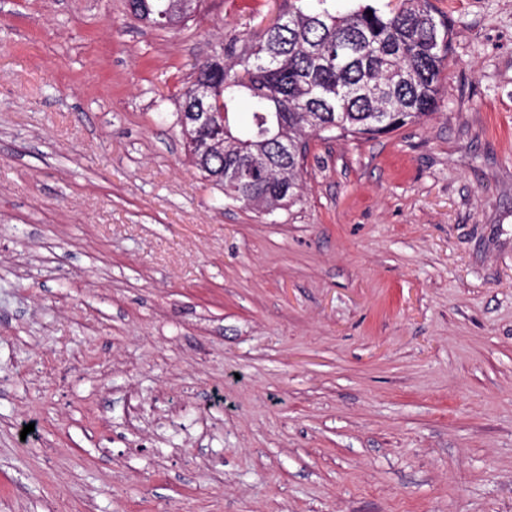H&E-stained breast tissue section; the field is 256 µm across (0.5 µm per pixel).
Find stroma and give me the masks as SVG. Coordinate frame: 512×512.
Here are the masks:
<instances>
[{"label": "stroma", "instance_id": "35a3bbf8", "mask_svg": "<svg viewBox=\"0 0 512 512\" xmlns=\"http://www.w3.org/2000/svg\"><path fill=\"white\" fill-rule=\"evenodd\" d=\"M429 3L434 113L265 216L171 114L289 0H0V512H512V0ZM169 0H128L131 13L139 20L160 28H177L188 18L177 12H168Z\"/></svg>", "mask_w": 512, "mask_h": 512}]
</instances>
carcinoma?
Segmentation results:
<instances>
[{
  "label": "carcinoma",
  "instance_id": "obj_1",
  "mask_svg": "<svg viewBox=\"0 0 512 512\" xmlns=\"http://www.w3.org/2000/svg\"><path fill=\"white\" fill-rule=\"evenodd\" d=\"M139 20L177 28L187 17L168 0H128ZM449 29L428 0H400L383 12L360 3L345 13L291 5L281 23L259 36L219 45V67L197 66L179 112L192 105L197 81L208 82L205 105L224 113V149L203 153L187 143L192 163L210 177L235 167L255 175L233 186L213 184L224 197L267 214L301 200L308 137L325 132L374 136L419 123L437 107ZM247 100L251 121L235 125Z\"/></svg>",
  "mask_w": 512,
  "mask_h": 512
}]
</instances>
